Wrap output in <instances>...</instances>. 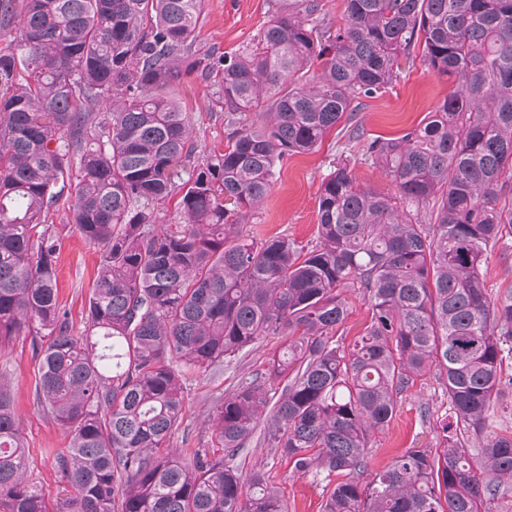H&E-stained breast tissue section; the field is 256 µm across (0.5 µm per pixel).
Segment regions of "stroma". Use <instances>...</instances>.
Here are the masks:
<instances>
[{
    "mask_svg": "<svg viewBox=\"0 0 512 512\" xmlns=\"http://www.w3.org/2000/svg\"><path fill=\"white\" fill-rule=\"evenodd\" d=\"M288 0H202L201 16L195 31V46L232 53L248 45L259 29ZM447 79L429 72L421 58L405 65L402 78L392 88L369 98H361L353 120H340L313 153L284 158L277 166V181L262 207L246 214L244 232L261 238L285 235L298 243L311 242L318 224V196L323 179L340 164L350 163L357 182L384 189L388 183L381 172L361 159V143L348 137L351 123L361 124L368 137L394 138L427 118L439 101L452 92ZM214 82L200 75L181 76L174 91L192 121L194 152L191 162L178 169L179 181H186L194 164L214 150L224 148L227 139L224 111L218 104ZM58 245L57 277L59 301L68 313L73 333H81L87 318V300L97 269V248L80 234L67 206L50 217ZM282 346L274 337L257 344L239 360L207 372L189 370L183 380L184 420L172 435L173 448H199L210 457L224 450L210 418L224 397L238 386L264 372L266 362ZM39 360L30 335L16 337L0 352V374L10 384L16 408L22 418V435L29 451V478L58 497L73 489L57 467L56 455L67 452L70 438L35 399ZM448 394L438 371L430 369L417 378L399 401L396 412L381 432L370 440L373 468L386 466L399 453L411 448L435 447L439 428L451 421ZM242 473L261 467L288 507V512H321L323 476L293 473L269 448L262 436H255L238 457Z\"/></svg>",
    "mask_w": 512,
    "mask_h": 512,
    "instance_id": "obj_1",
    "label": "stroma"
}]
</instances>
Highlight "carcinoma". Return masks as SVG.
<instances>
[{"mask_svg": "<svg viewBox=\"0 0 512 512\" xmlns=\"http://www.w3.org/2000/svg\"><path fill=\"white\" fill-rule=\"evenodd\" d=\"M201 0H0V349L41 343L36 397L71 435L56 457L74 488L27 478L20 417L0 374V512H288L260 467L234 459L259 425L299 474L335 475L322 512H491L512 490V435L484 434L512 385V288L486 285L488 252L512 238V0H293L234 54L192 51ZM423 62L456 83L425 125L364 141L390 185L344 166L324 178L317 241L242 232L276 164L314 150L351 105ZM214 79L227 144L181 184L182 228L154 203L189 157L181 73ZM253 119H247L248 115ZM70 202L100 249L81 335L57 288L50 210ZM371 324L349 349L341 290ZM284 339L261 381L224 397V455L166 448L184 418L182 370ZM435 368L455 427L436 447L371 469L370 438ZM284 379L277 401L266 382Z\"/></svg>", "mask_w": 512, "mask_h": 512, "instance_id": "carcinoma-1", "label": "carcinoma"}]
</instances>
